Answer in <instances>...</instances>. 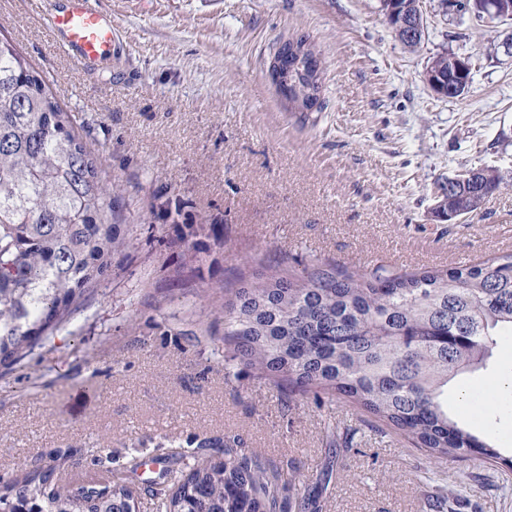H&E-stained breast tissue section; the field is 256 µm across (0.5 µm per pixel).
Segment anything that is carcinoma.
Here are the masks:
<instances>
[{"label":"carcinoma","mask_w":512,"mask_h":512,"mask_svg":"<svg viewBox=\"0 0 512 512\" xmlns=\"http://www.w3.org/2000/svg\"><path fill=\"white\" fill-rule=\"evenodd\" d=\"M315 47L289 51L288 101L310 112L322 86ZM502 178L460 188L439 215L477 211ZM99 157L45 79L0 38V371L22 366L111 275L130 239L115 223ZM512 336V254L450 271L355 275L314 261L299 277L246 283L224 315V362L272 381L285 397L327 388L438 459L500 452L448 416V382L486 367ZM193 465L160 488L156 512H285L280 474L261 455L208 438ZM215 448L216 461L197 452ZM121 480L101 492L60 486L31 463L0 495V512H130Z\"/></svg>","instance_id":"carcinoma-1"}]
</instances>
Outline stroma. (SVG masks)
I'll return each mask as SVG.
<instances>
[{
  "mask_svg": "<svg viewBox=\"0 0 512 512\" xmlns=\"http://www.w3.org/2000/svg\"><path fill=\"white\" fill-rule=\"evenodd\" d=\"M453 2L422 0L409 48L382 0H92L118 38L87 70L47 29L51 0H0V31L118 181L132 242L111 282L0 376V494L37 460L74 483L117 473L156 512L168 479L135 457L181 472L189 440L207 437L262 454L304 512H512V468L471 450L436 459L346 400L288 403L254 370H224V305L241 283L314 260L385 275L512 252V20ZM299 36L320 54L315 112L290 111L268 74ZM446 54L472 64L462 97L426 81ZM480 168L499 189L463 222L434 217L441 185ZM507 366L512 338L449 383L448 412L511 460Z\"/></svg>",
  "mask_w": 512,
  "mask_h": 512,
  "instance_id": "35a3bbf8",
  "label": "stroma"
}]
</instances>
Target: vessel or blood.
<instances>
[{
  "mask_svg": "<svg viewBox=\"0 0 512 512\" xmlns=\"http://www.w3.org/2000/svg\"><path fill=\"white\" fill-rule=\"evenodd\" d=\"M46 25L67 54L84 67L104 61L112 50V21L93 9L89 0H60Z\"/></svg>",
  "mask_w": 512,
  "mask_h": 512,
  "instance_id": "b4317fda",
  "label": "vessel or blood"
}]
</instances>
